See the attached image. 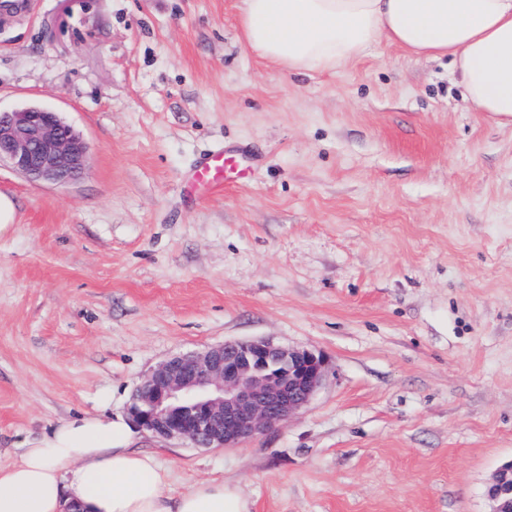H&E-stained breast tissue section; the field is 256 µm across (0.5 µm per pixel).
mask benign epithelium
Segmentation results:
<instances>
[{
  "label": "benign epithelium",
  "instance_id": "benign-epithelium-1",
  "mask_svg": "<svg viewBox=\"0 0 512 512\" xmlns=\"http://www.w3.org/2000/svg\"><path fill=\"white\" fill-rule=\"evenodd\" d=\"M88 153L80 133L51 108L0 110V162L34 182L76 181ZM326 365L321 354L271 340L224 342L160 362L137 385L129 413L154 436L231 448L303 409ZM487 495L492 512H512V462L498 470Z\"/></svg>",
  "mask_w": 512,
  "mask_h": 512
}]
</instances>
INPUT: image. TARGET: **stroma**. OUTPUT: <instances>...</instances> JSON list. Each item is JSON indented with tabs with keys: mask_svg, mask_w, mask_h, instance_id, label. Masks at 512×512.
<instances>
[{
	"mask_svg": "<svg viewBox=\"0 0 512 512\" xmlns=\"http://www.w3.org/2000/svg\"><path fill=\"white\" fill-rule=\"evenodd\" d=\"M243 0H37L0 20V108L61 112L77 182L0 164V464L57 422L126 413L161 360L269 339L323 355L297 415L237 448L140 433L180 493L253 512H491L512 461V125L451 62L379 40L291 73ZM244 177L201 198L195 159Z\"/></svg>",
	"mask_w": 512,
	"mask_h": 512,
	"instance_id": "35a3bbf8",
	"label": "stroma"
}]
</instances>
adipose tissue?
<instances>
[{"instance_id":"obj_1","label":"adipose tissue","mask_w":512,"mask_h":512,"mask_svg":"<svg viewBox=\"0 0 512 512\" xmlns=\"http://www.w3.org/2000/svg\"><path fill=\"white\" fill-rule=\"evenodd\" d=\"M241 27L252 50L291 73L336 71L382 37L448 57L472 105L512 123V0H243ZM136 439L121 414L58 423L0 466V512H252L221 479L167 492Z\"/></svg>"}]
</instances>
